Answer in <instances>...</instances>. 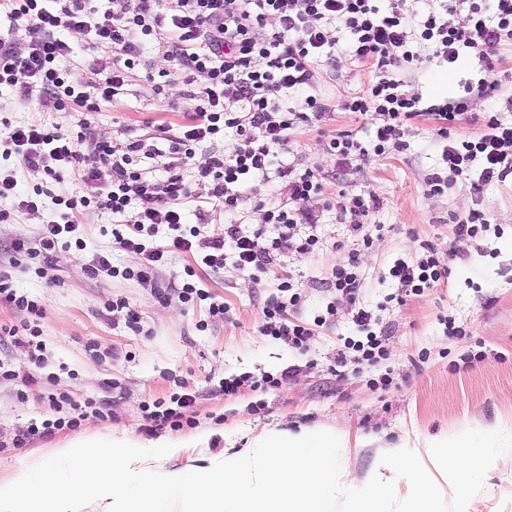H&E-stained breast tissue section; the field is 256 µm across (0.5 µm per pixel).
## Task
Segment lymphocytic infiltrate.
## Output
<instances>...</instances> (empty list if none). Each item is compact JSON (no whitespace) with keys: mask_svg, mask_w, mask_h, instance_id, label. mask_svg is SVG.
<instances>
[{"mask_svg":"<svg viewBox=\"0 0 512 512\" xmlns=\"http://www.w3.org/2000/svg\"><path fill=\"white\" fill-rule=\"evenodd\" d=\"M89 2L0 0L7 20L0 31V85L9 86L23 103L48 94L59 108L74 105L98 112L123 94L149 47L163 43L183 95L194 106L169 137L161 178L148 176L138 166L139 158L158 154L141 139L117 146L111 137L91 133L86 126L74 135L38 121L15 128L9 152L17 171H40L56 184L74 175L97 184L100 191L90 198L57 196L58 220L43 225L36 242L14 240V257L52 266L60 236L77 230L79 216L90 210L120 216L135 202L139 211L132 230L113 234L115 246L138 259L136 268L124 271V278L151 286L154 273L167 264L170 253L178 252L215 271L223 267L225 257H233L254 285L265 286L277 257L309 253L320 243L317 216L309 203L323 192L322 174L316 168L298 169L285 151L294 131L315 126L335 108L313 89L318 81L316 64L335 59L341 32L349 37L351 58L371 64L374 79L365 96L344 100L338 108L371 114L374 137L367 143L350 132L332 138L324 153L338 169L359 170L372 159L400 150L407 123L426 114L437 120V134L444 141L443 170L429 177V195L444 194L452 175L472 174L476 190L512 176V125L492 117L479 137H448L449 126L463 120L469 99L492 96L497 84L468 82L463 96L426 106L419 94L409 91L406 80L422 60L450 71L464 51L511 44L512 0H452L446 8L423 16L416 9L417 0H391L385 11L374 0H176L173 11L164 0H111V8L99 15L89 10ZM462 11L467 14L463 23L457 19ZM20 28L26 32L22 41L15 37ZM75 41L100 51L80 77L57 66ZM88 83L96 85L98 96L85 92ZM229 129L235 131L236 143L209 157L198 170L210 185V198L224 205V234L206 238L195 230L183 233V204L191 193L182 171L196 144L223 138ZM87 139L98 158L94 166L86 165L81 151ZM16 173L0 176V200L15 202L13 210H0V222L12 213L37 209L41 201L42 188L21 191ZM255 180L275 183L281 201L266 210L263 227L251 230L239 220L246 204L239 188ZM379 205L373 195L347 196L338 205L340 215L349 220V235L331 272L336 298L327 305L328 314H335L341 303L356 306L362 288L361 256L370 245L363 219ZM157 224L171 230L169 244L146 242L144 229ZM390 274L402 294L418 296L447 278L448 264L434 245L425 243L415 261L395 262ZM277 288L288 299L266 303L261 332L289 348L306 349L313 328L289 316L301 295L285 275L279 276ZM372 319L370 311L357 308L354 322L365 337L346 341L337 366L351 359L360 363L383 357Z\"/></svg>","mask_w":512,"mask_h":512,"instance_id":"1","label":"lymphocytic infiltrate"}]
</instances>
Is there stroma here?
I'll list each match as a JSON object with an SVG mask.
<instances>
[{
    "label": "stroma",
    "mask_w": 512,
    "mask_h": 512,
    "mask_svg": "<svg viewBox=\"0 0 512 512\" xmlns=\"http://www.w3.org/2000/svg\"><path fill=\"white\" fill-rule=\"evenodd\" d=\"M490 57L489 70L477 52L467 51L455 70L428 63L413 74L416 91L431 102L459 97L471 79L498 84L494 97L472 100L464 120L450 127L451 137L478 136L492 116L512 123V110L505 107L506 97L512 96V45L497 47ZM317 70L315 93L336 110L316 126L300 129L288 148L299 168L320 165L325 170L324 191L312 203L322 244L310 254L281 257L279 263L302 296L293 318L310 323L325 316L334 295L324 280L338 259L332 244L346 232L334 207L336 195L341 190L376 195L380 206L369 216L373 243L363 254L360 302L386 331L385 360L351 361L336 368L345 338L358 334L346 305L316 328L306 351L262 335V307L276 290L255 287L230 259L215 272L197 269L194 281L207 292L204 300L185 302L171 291L192 263L184 254L159 270L155 287L123 278L121 270L134 266L137 258L115 247L116 218L103 211L87 214L75 237L61 239L52 267L25 262L12 270L15 288L42 306V318L0 306V326L37 327L46 357L43 367H34L27 343L0 339V364L17 373L15 379H0L1 479L33 457H52L76 439L112 435L144 443L162 437L186 440L184 452L164 463L174 470L249 447L266 432L315 428L358 440L345 460L359 477L373 475L381 453L402 447L413 449L436 477L440 471L426 448L431 438L470 428L512 433V177L476 192L469 176L462 175L455 177L447 194L428 196L426 180L435 172L442 148L438 123L429 116L410 121L403 151L371 161L360 171L336 170L324 144L342 131L354 132L363 141L373 131L370 115L338 109L341 101L365 94L372 72L346 56L334 64L319 62ZM191 107L178 87L158 94L140 81L89 119L96 131L114 141L153 138L164 150L168 144L158 139L159 128H177ZM87 118L79 111L57 110L46 97L18 103L8 88H1L0 174L16 166L6 154L16 127L37 120L74 133ZM234 142L230 133L196 145L193 163L184 171L192 191L185 220L209 237L223 236L224 208L209 200V186L198 180L197 167ZM471 209L484 212L491 229L464 248L452 226L456 216ZM58 213L52 197H42L35 212L0 222V245L34 238ZM423 242L445 256L448 277L423 295L400 301V286L389 269L399 260L414 261ZM100 254L109 256L117 274L89 279L84 268ZM160 288L169 289V296H157ZM116 300L124 301L126 310H111ZM214 301L229 306L227 319L210 315ZM130 309L140 316L139 330L126 324ZM451 321L462 327V335L448 334ZM287 369L292 372L289 379L263 392L245 386L227 396L220 389L232 376L258 379ZM184 393L195 398L191 424L146 431V407ZM74 403L92 404L103 415L14 446V438L28 426L65 416ZM471 512H512V455L491 467L484 491L471 501Z\"/></svg>",
    "instance_id": "obj_1"
}]
</instances>
